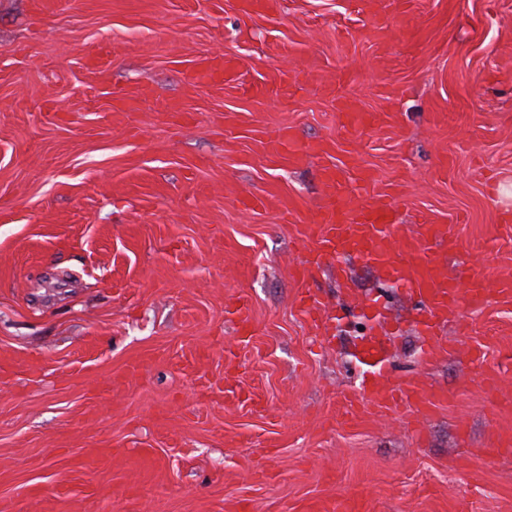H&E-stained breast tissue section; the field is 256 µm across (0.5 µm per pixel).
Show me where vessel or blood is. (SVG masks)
I'll use <instances>...</instances> for the list:
<instances>
[{
  "label": "vessel or blood",
  "mask_w": 512,
  "mask_h": 512,
  "mask_svg": "<svg viewBox=\"0 0 512 512\" xmlns=\"http://www.w3.org/2000/svg\"><path fill=\"white\" fill-rule=\"evenodd\" d=\"M198 74L222 77L230 81L236 66L230 57L200 56L196 62ZM275 148L289 149L294 162L308 158H323L327 150L316 144L295 147L293 137L281 135L274 141ZM325 192L323 203L317 207L312 224L305 237L314 252L346 256L361 260L373 267L383 282L403 288L411 302L413 327L427 346L426 358H433L444 350L445 344L437 329L448 318L465 320L468 314L481 310L488 295H495L500 303H512V275L503 274L494 282L473 275L466 279L450 277L442 260L441 249L451 251L460 247L451 226L422 218L416 229L397 223L394 208L386 196L369 194L370 177L360 174L361 189L368 195L357 207L348 203L350 189L343 184L335 166L323 169ZM299 305L302 312L319 321L323 331H331L335 317L310 291H302ZM391 341L384 336L365 335L354 353L359 369L356 399L379 412H391L400 407L411 408L422 414L432 406L435 394L422 378L394 375L390 364ZM481 384L486 394L495 401L512 400L506 393L498 370L483 371ZM364 496L352 495L336 503L311 500L305 512H366Z\"/></svg>",
  "instance_id": "b4317fda"
}]
</instances>
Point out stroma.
Instances as JSON below:
<instances>
[{"label": "stroma", "instance_id": "1", "mask_svg": "<svg viewBox=\"0 0 512 512\" xmlns=\"http://www.w3.org/2000/svg\"><path fill=\"white\" fill-rule=\"evenodd\" d=\"M50 2L0 0V512H512V456L485 454L512 409L479 382L512 384V305L430 363L402 327L397 375L450 394L422 423L345 413L366 321L325 342L302 289L408 304L354 258L300 275L322 165L268 147L323 143L401 223L452 225L449 273L512 270V0ZM209 53L239 84L190 80ZM343 101L376 122L345 130ZM481 385L486 394H489L497 402L511 403V393L505 392L499 377V371L489 369L482 372ZM306 512H363L367 511V501L363 495H351L336 504L314 499L305 507Z\"/></svg>", "mask_w": 512, "mask_h": 512}]
</instances>
